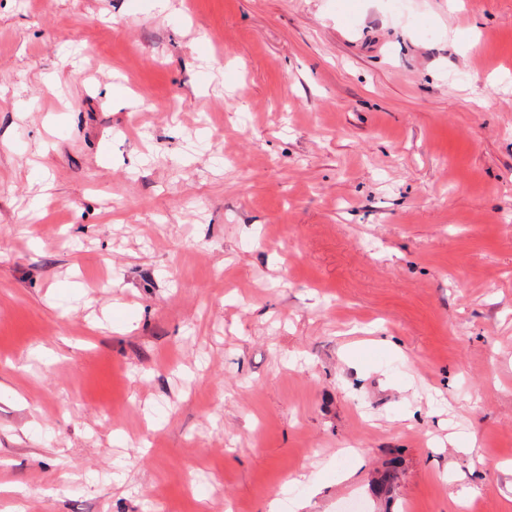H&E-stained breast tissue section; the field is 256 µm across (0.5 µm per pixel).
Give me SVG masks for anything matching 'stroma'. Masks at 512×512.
<instances>
[{"mask_svg": "<svg viewBox=\"0 0 512 512\" xmlns=\"http://www.w3.org/2000/svg\"><path fill=\"white\" fill-rule=\"evenodd\" d=\"M276 498L512 512V0H0V512Z\"/></svg>", "mask_w": 512, "mask_h": 512, "instance_id": "obj_1", "label": "stroma"}]
</instances>
